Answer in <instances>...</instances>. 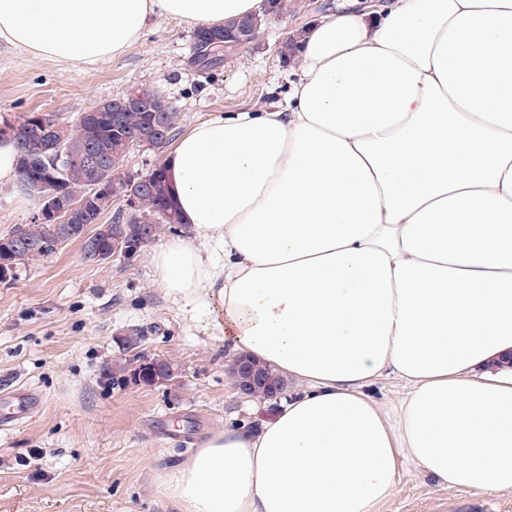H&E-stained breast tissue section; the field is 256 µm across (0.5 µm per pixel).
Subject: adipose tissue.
I'll list each match as a JSON object with an SVG mask.
<instances>
[{
  "label": "adipose tissue",
  "mask_w": 512,
  "mask_h": 512,
  "mask_svg": "<svg viewBox=\"0 0 512 512\" xmlns=\"http://www.w3.org/2000/svg\"><path fill=\"white\" fill-rule=\"evenodd\" d=\"M265 0H0V39L92 65L157 15ZM283 102L198 122L164 165L191 237L155 281L292 387L164 477L179 512H379L401 465L512 494V0H343L292 34ZM393 377L387 406L370 395Z\"/></svg>",
  "instance_id": "ef3b65f1"
}]
</instances>
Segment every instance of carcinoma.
I'll use <instances>...</instances> for the list:
<instances>
[{
    "instance_id": "cac0c4a2",
    "label": "carcinoma",
    "mask_w": 512,
    "mask_h": 512,
    "mask_svg": "<svg viewBox=\"0 0 512 512\" xmlns=\"http://www.w3.org/2000/svg\"><path fill=\"white\" fill-rule=\"evenodd\" d=\"M258 30L245 31L240 27V19L234 18L221 25L199 28L194 32V60L203 68L219 65L223 52L207 55L210 43L218 39L230 42L228 50L240 49L256 38ZM32 115H23L14 120L18 129L15 145L18 151V178L38 186V193L48 195L61 193L74 205L88 202L93 188L98 182L112 184V196L102 199L95 205L74 213L70 223L73 230L85 231L87 226L98 223L100 216L111 208H116L114 220L125 219L127 224L148 225V238L157 235L160 228L180 223V217L173 204L169 183L162 178V168L149 172L153 186L141 189L134 185L131 177L119 172L123 160L134 147L148 146L161 148L168 144L177 127L178 113L172 105L163 100L159 103L150 99L135 108L120 113L119 123H112V113L99 112L90 121L77 119L71 125L63 124L55 117L43 115L44 123L61 129L60 148L50 147L43 138L42 128L31 121ZM95 142L109 158V168L94 171L77 160H56L57 154L70 156L86 142ZM132 193L136 207L132 214L123 217L122 198ZM22 240L32 249L20 253L14 259L15 267L32 261L46 259L57 252L56 232L51 225L33 222L18 227L0 236V246L11 245Z\"/></svg>"
}]
</instances>
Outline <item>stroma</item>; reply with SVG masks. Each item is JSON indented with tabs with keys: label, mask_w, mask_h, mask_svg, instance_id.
Returning <instances> with one entry per match:
<instances>
[{
	"label": "stroma",
	"mask_w": 512,
	"mask_h": 512,
	"mask_svg": "<svg viewBox=\"0 0 512 512\" xmlns=\"http://www.w3.org/2000/svg\"><path fill=\"white\" fill-rule=\"evenodd\" d=\"M337 0H288L257 39L202 69L194 27L153 18L141 40L93 66H65L0 39V120L37 112L64 123L133 87L172 104L178 128L283 100L291 80L281 45L291 27ZM34 201L0 187V236L32 223ZM143 334L140 354L167 359L169 384H109L129 354L121 338ZM222 341L207 336L155 282L150 246L101 264L79 241L0 283V389L40 396L41 410L0 431V512H178L164 476L209 433L237 418L270 416L273 402L237 396ZM381 512H512V496L443 489L402 468Z\"/></svg>",
	"instance_id": "obj_1"
}]
</instances>
